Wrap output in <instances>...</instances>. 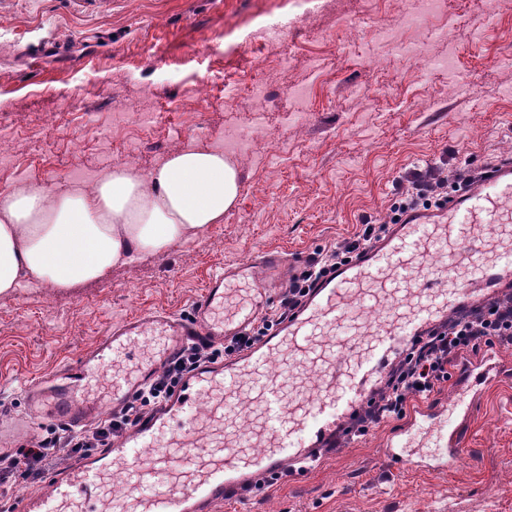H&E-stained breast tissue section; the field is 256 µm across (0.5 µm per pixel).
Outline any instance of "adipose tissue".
<instances>
[{
	"mask_svg": "<svg viewBox=\"0 0 512 512\" xmlns=\"http://www.w3.org/2000/svg\"><path fill=\"white\" fill-rule=\"evenodd\" d=\"M239 182L223 151L188 146L148 172L114 168L86 190L1 191L0 293L98 280L112 267L190 240L223 223Z\"/></svg>",
	"mask_w": 512,
	"mask_h": 512,
	"instance_id": "ef3b65f1",
	"label": "adipose tissue"
}]
</instances>
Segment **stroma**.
<instances>
[{
  "label": "stroma",
  "mask_w": 512,
  "mask_h": 512,
  "mask_svg": "<svg viewBox=\"0 0 512 512\" xmlns=\"http://www.w3.org/2000/svg\"><path fill=\"white\" fill-rule=\"evenodd\" d=\"M413 0H0V122L11 158L0 189L73 184L93 168L152 169L170 141L216 147L228 127L251 142L236 158L240 190L224 221L161 254L70 288L0 294V424L28 415L25 388L76 361L121 319L149 310L188 316L209 277L266 249L294 266L385 218L411 165L479 166L512 157V0H471L463 18L404 20ZM289 25L279 42L263 30ZM390 25L394 41L379 30ZM62 42L39 66L25 49ZM288 66H277L281 53ZM318 56L322 72L310 71ZM222 69L251 72L262 97L188 90ZM94 86L86 111L63 94ZM311 89L297 111L291 89ZM180 100L183 110L160 111ZM148 121L135 119L136 111ZM262 114L265 129L254 133ZM460 239L431 249L429 267L463 280L478 259ZM379 429L337 448L302 483L265 485L213 512H512V382L492 387L458 459L445 470H398Z\"/></svg>",
  "instance_id": "35a3bbf8"
}]
</instances>
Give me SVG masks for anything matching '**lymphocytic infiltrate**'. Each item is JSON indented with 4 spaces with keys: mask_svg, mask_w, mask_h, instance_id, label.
<instances>
[{
    "mask_svg": "<svg viewBox=\"0 0 512 512\" xmlns=\"http://www.w3.org/2000/svg\"><path fill=\"white\" fill-rule=\"evenodd\" d=\"M479 175V170L465 166L451 171L436 164L410 168L406 188L390 206V219L365 221L353 237L340 240L309 257L292 274L279 305L267 312L247 334L232 338L220 352L197 346L185 349L178 359L164 367L140 396L94 429L72 431L63 436L50 432L35 447L21 448L10 456L0 457V479L19 476L36 481L41 478L44 468L60 454L75 456L107 446L113 437L137 422L145 407L166 400L185 374L204 362L217 360L218 356H232L265 336L276 323L304 304L314 279L347 263L356 252L374 247L386 239L392 222L399 220L402 214L421 208L441 207L448 200L449 190L471 183ZM492 342L512 345L511 298L471 311L454 312L441 327L416 341L376 398L370 401L368 409L355 415V435L365 436L388 420L403 417L412 400H427L438 394L442 385L450 380V370L462 354L478 352L483 345Z\"/></svg>",
    "mask_w": 512,
    "mask_h": 512,
    "instance_id": "obj_1",
    "label": "lymphocytic infiltrate"
}]
</instances>
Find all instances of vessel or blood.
<instances>
[{
  "label": "vessel or blood",
  "mask_w": 512,
  "mask_h": 512,
  "mask_svg": "<svg viewBox=\"0 0 512 512\" xmlns=\"http://www.w3.org/2000/svg\"><path fill=\"white\" fill-rule=\"evenodd\" d=\"M512 206V161L488 169L436 210H417L393 225L390 235L348 264L321 278L304 305L260 341L184 377L174 393L146 412L108 447L72 459L52 474L43 493L21 497L16 512H211L215 504L245 500L255 484L275 473L301 478L336 447L352 413L378 390L391 363L414 338L447 320L450 311L487 303L512 290V244L477 234ZM465 234L483 260L462 283L421 274L420 247ZM285 253L268 250L248 263L212 276L191 304L189 316L147 311L112 327L79 360L27 387L35 418L76 429L119 412L188 346L211 347L240 335L266 309L273 287L286 278ZM403 292L406 303L370 326V345L332 360L316 376L314 393L289 401L284 382L271 370L282 358L317 363L318 338L342 328L353 298L379 300ZM132 361L95 390L102 367ZM512 378V366L485 351L455 371L458 397L450 407H420L392 433L386 453L397 468L450 466L463 444L474 404L484 391ZM254 395L259 415L248 435L225 430L227 412ZM453 424L439 436L440 453L429 459L410 448V433L443 414ZM130 489L107 497L113 476Z\"/></svg>",
  "instance_id": "vessel-or-blood-1"
}]
</instances>
